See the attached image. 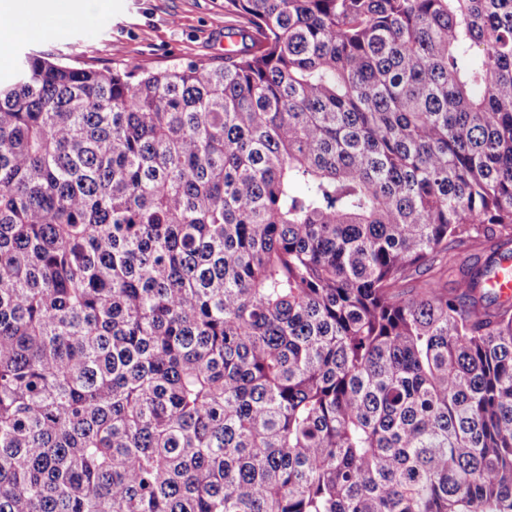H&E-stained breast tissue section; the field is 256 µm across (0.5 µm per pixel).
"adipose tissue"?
<instances>
[{
    "label": "adipose tissue",
    "mask_w": 512,
    "mask_h": 512,
    "mask_svg": "<svg viewBox=\"0 0 512 512\" xmlns=\"http://www.w3.org/2000/svg\"><path fill=\"white\" fill-rule=\"evenodd\" d=\"M75 0H0V28L11 35L40 41L63 34L75 23H90L103 0H84L76 10Z\"/></svg>",
    "instance_id": "ef3b65f1"
}]
</instances>
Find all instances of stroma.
Returning a JSON list of instances; mask_svg holds the SVG:
<instances>
[{
  "label": "stroma",
  "mask_w": 512,
  "mask_h": 512,
  "mask_svg": "<svg viewBox=\"0 0 512 512\" xmlns=\"http://www.w3.org/2000/svg\"><path fill=\"white\" fill-rule=\"evenodd\" d=\"M223 34L224 0H108L93 24H74L61 37H0V79L32 48L77 67L110 70L135 62L162 70L213 58Z\"/></svg>",
  "instance_id": "obj_1"
}]
</instances>
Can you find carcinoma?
<instances>
[{
	"label": "carcinoma",
	"instance_id": "cac0c4a2",
	"mask_svg": "<svg viewBox=\"0 0 512 512\" xmlns=\"http://www.w3.org/2000/svg\"><path fill=\"white\" fill-rule=\"evenodd\" d=\"M224 38L0 84V512H512V0Z\"/></svg>",
	"mask_w": 512,
	"mask_h": 512
}]
</instances>
